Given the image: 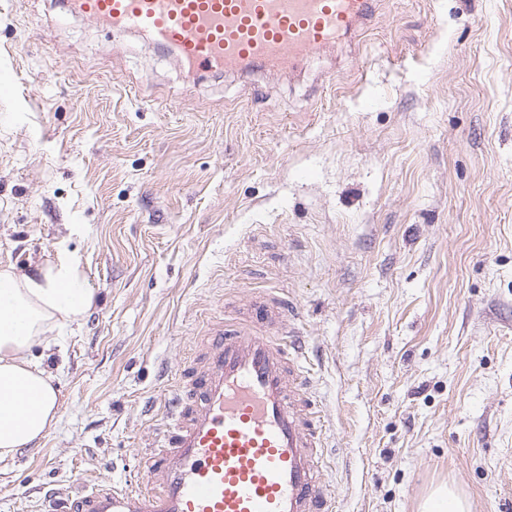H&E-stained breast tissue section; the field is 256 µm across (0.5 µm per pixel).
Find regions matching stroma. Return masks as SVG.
I'll use <instances>...</instances> for the list:
<instances>
[{
  "instance_id": "35a3bbf8",
  "label": "stroma",
  "mask_w": 512,
  "mask_h": 512,
  "mask_svg": "<svg viewBox=\"0 0 512 512\" xmlns=\"http://www.w3.org/2000/svg\"><path fill=\"white\" fill-rule=\"evenodd\" d=\"M95 301L0 512L145 484L220 297L295 303L335 512H512V0H378L277 74L190 73L66 0H0V268ZM467 508V499L461 492L448 484H441L423 499L420 512H466Z\"/></svg>"
}]
</instances>
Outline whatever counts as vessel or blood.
I'll return each instance as SVG.
<instances>
[{"instance_id":"vessel-or-blood-1","label":"vessel or blood","mask_w":512,"mask_h":512,"mask_svg":"<svg viewBox=\"0 0 512 512\" xmlns=\"http://www.w3.org/2000/svg\"><path fill=\"white\" fill-rule=\"evenodd\" d=\"M112 33H143L199 71L277 69L365 29L376 0H74ZM290 305L215 316L181 378L147 487L104 482L44 512H334L324 424Z\"/></svg>"}]
</instances>
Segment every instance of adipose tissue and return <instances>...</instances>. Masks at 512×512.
I'll list each match as a JSON object with an SVG mask.
<instances>
[{
	"label": "adipose tissue",
	"mask_w": 512,
	"mask_h": 512,
	"mask_svg": "<svg viewBox=\"0 0 512 512\" xmlns=\"http://www.w3.org/2000/svg\"><path fill=\"white\" fill-rule=\"evenodd\" d=\"M93 302L76 261L21 277L0 270V458L34 445L57 423L54 378L30 353L50 350L46 333L81 326Z\"/></svg>",
	"instance_id": "obj_1"
}]
</instances>
